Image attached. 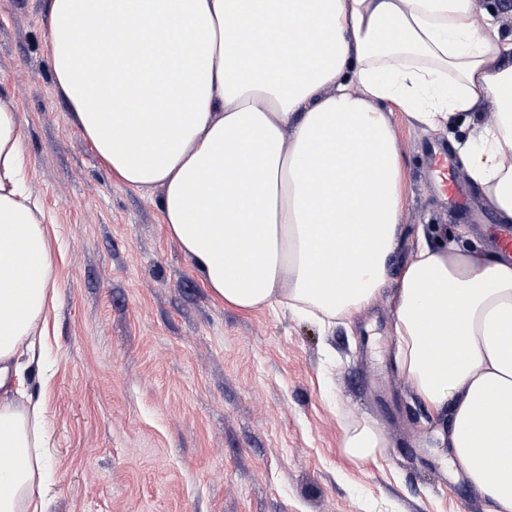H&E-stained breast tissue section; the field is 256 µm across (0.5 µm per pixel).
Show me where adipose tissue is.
<instances>
[{"label":"adipose tissue","mask_w":512,"mask_h":512,"mask_svg":"<svg viewBox=\"0 0 512 512\" xmlns=\"http://www.w3.org/2000/svg\"><path fill=\"white\" fill-rule=\"evenodd\" d=\"M497 16L476 0H48L44 47L84 139L124 185L160 189L166 231L215 299L329 326L373 300L398 240L405 171L384 104L433 133L472 120L461 162L512 223ZM22 142L0 96V512H44L45 406L11 396L53 269ZM394 328L455 459L489 512H512V261L419 239Z\"/></svg>","instance_id":"obj_1"}]
</instances>
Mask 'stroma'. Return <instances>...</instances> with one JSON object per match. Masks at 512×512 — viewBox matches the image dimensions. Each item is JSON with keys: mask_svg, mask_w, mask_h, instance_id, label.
<instances>
[{"mask_svg": "<svg viewBox=\"0 0 512 512\" xmlns=\"http://www.w3.org/2000/svg\"><path fill=\"white\" fill-rule=\"evenodd\" d=\"M46 0H0V94L23 126L26 188L53 250V309L27 394L46 407L47 512H487L448 420L395 360L394 293L419 234L492 249L499 223L458 155L453 213L427 150L464 140L401 113L406 198L389 280L323 328L212 298L161 222L159 193L118 183L72 121L42 34ZM366 423L384 448L343 447Z\"/></svg>", "mask_w": 512, "mask_h": 512, "instance_id": "obj_1", "label": "stroma"}]
</instances>
